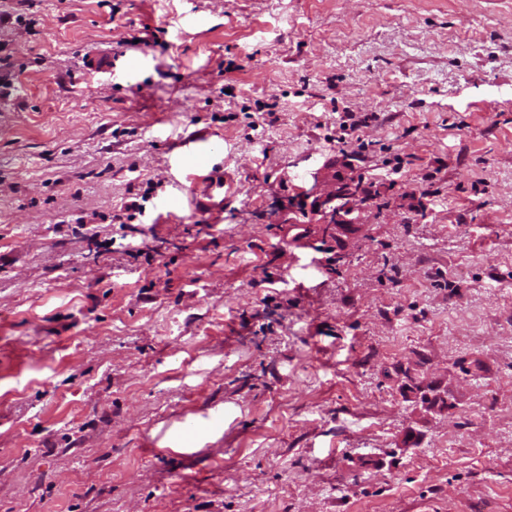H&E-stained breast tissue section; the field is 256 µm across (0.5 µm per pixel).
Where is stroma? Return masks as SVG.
<instances>
[{"instance_id":"1","label":"stroma","mask_w":512,"mask_h":512,"mask_svg":"<svg viewBox=\"0 0 512 512\" xmlns=\"http://www.w3.org/2000/svg\"><path fill=\"white\" fill-rule=\"evenodd\" d=\"M1 81L0 512H512V0H0ZM356 194L348 192L346 188L339 187L333 193L318 200L317 210L320 215V224H323V232L333 230L338 225L336 217L343 210L350 211V203Z\"/></svg>"}]
</instances>
